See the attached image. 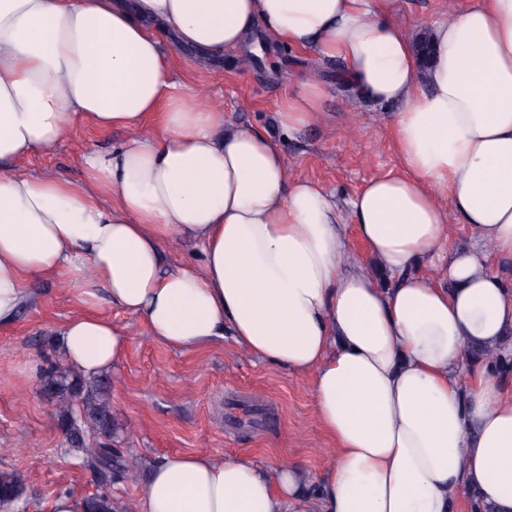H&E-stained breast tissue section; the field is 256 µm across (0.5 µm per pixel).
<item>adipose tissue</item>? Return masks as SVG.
<instances>
[{"instance_id": "adipose-tissue-1", "label": "adipose tissue", "mask_w": 512, "mask_h": 512, "mask_svg": "<svg viewBox=\"0 0 512 512\" xmlns=\"http://www.w3.org/2000/svg\"><path fill=\"white\" fill-rule=\"evenodd\" d=\"M164 32L200 65L311 48L372 101L398 105L400 167L351 202L369 263L328 193L290 177L278 143L171 81ZM430 44L423 73L395 0H0V324L31 300L32 280L53 279L83 306L61 356L87 375L123 353L105 300L168 346L232 336L310 375L334 445L313 485L245 454L167 455L135 512H455L464 493L512 512V391L469 355L512 332V283L488 265L512 257V0L454 8ZM322 96L317 79L301 81L279 127L308 125ZM79 122L128 133L84 157L81 187L19 169ZM454 215L472 248L449 251ZM188 239L203 271L163 267L162 246Z\"/></svg>"}]
</instances>
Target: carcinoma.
Segmentation results:
<instances>
[{
  "instance_id": "cac0c4a2",
  "label": "carcinoma",
  "mask_w": 512,
  "mask_h": 512,
  "mask_svg": "<svg viewBox=\"0 0 512 512\" xmlns=\"http://www.w3.org/2000/svg\"><path fill=\"white\" fill-rule=\"evenodd\" d=\"M42 392L55 403L66 453L92 467L103 484L133 476L121 452L112 447V406L103 392L63 364H55L45 373ZM26 490L23 474L0 469V512H23Z\"/></svg>"
}]
</instances>
